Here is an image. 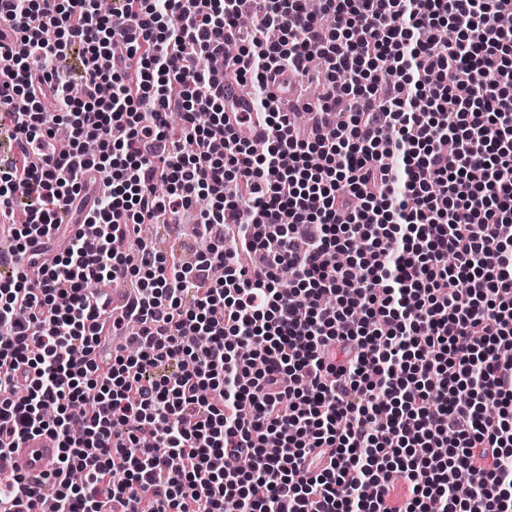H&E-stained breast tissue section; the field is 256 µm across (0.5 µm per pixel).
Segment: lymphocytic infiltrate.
I'll list each match as a JSON object with an SVG mask.
<instances>
[{
  "label": "lymphocytic infiltrate",
  "instance_id": "lymphocytic-infiltrate-1",
  "mask_svg": "<svg viewBox=\"0 0 512 512\" xmlns=\"http://www.w3.org/2000/svg\"><path fill=\"white\" fill-rule=\"evenodd\" d=\"M501 15L512 0H0V458L60 443L49 498L0 472V512H512ZM206 58L258 89L247 111ZM315 64L301 134L270 85L303 94ZM194 207V265L113 251ZM62 233L43 265L29 238ZM126 279L114 320L89 286Z\"/></svg>",
  "mask_w": 512,
  "mask_h": 512
}]
</instances>
